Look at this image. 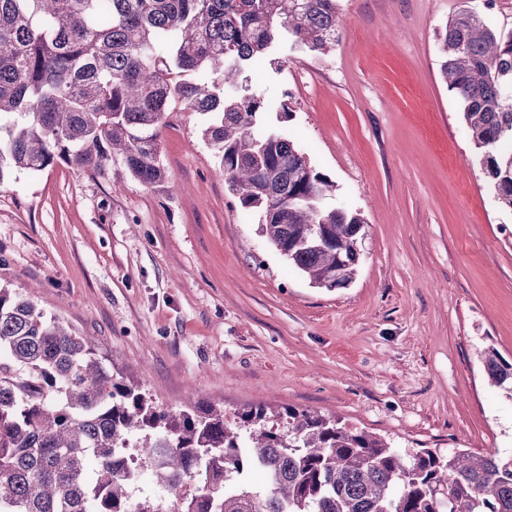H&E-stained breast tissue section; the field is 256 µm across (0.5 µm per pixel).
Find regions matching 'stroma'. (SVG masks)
<instances>
[{
    "label": "stroma",
    "mask_w": 512,
    "mask_h": 512,
    "mask_svg": "<svg viewBox=\"0 0 512 512\" xmlns=\"http://www.w3.org/2000/svg\"><path fill=\"white\" fill-rule=\"evenodd\" d=\"M342 40L253 75L289 135L359 211L353 282L313 287L243 221L205 115L169 113L162 186L120 163L0 182V287L141 379L163 406L266 405L421 448L512 454V212L498 206L443 81L437 35L466 8L512 31V0H339ZM484 369L491 383L506 391L512 398V362L501 358L494 349H491L486 352Z\"/></svg>",
    "instance_id": "stroma-1"
}]
</instances>
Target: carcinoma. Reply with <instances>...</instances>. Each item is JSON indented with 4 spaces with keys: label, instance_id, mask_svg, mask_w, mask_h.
I'll return each mask as SVG.
<instances>
[{
    "label": "carcinoma",
    "instance_id": "obj_1",
    "mask_svg": "<svg viewBox=\"0 0 512 512\" xmlns=\"http://www.w3.org/2000/svg\"><path fill=\"white\" fill-rule=\"evenodd\" d=\"M338 0H0V180L57 162L93 176L113 161L141 184L166 178L159 138L177 105L209 113L201 137L245 220L311 283L357 272L363 219L278 127L248 75L281 71V48L341 39ZM441 74L494 191L512 211V33L456 12ZM208 77L191 80L190 72ZM484 369L512 396V362ZM134 437L170 512H512V457L423 448L310 410L157 404L86 336L0 287V512H158L132 501L112 449ZM260 472L259 489L249 476Z\"/></svg>",
    "mask_w": 512,
    "mask_h": 512
}]
</instances>
